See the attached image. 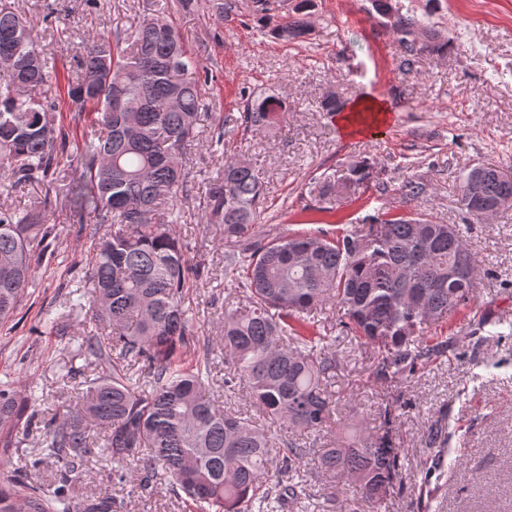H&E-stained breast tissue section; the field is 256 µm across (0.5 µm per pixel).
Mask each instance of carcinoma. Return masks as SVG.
Here are the masks:
<instances>
[{"mask_svg": "<svg viewBox=\"0 0 512 512\" xmlns=\"http://www.w3.org/2000/svg\"><path fill=\"white\" fill-rule=\"evenodd\" d=\"M392 30L405 45L400 66L414 57L444 55L448 41L413 16L399 15ZM274 33L286 41L307 36L306 24L285 17ZM15 57L16 72L0 75V186L45 180L77 162L86 188L70 190L77 212L92 210L85 227L91 261L86 274L92 318L112 336L79 344L90 374L78 400L41 419L34 438L39 456L31 471L0 484V512H112L108 496L77 501L73 474L100 446L112 462V480L163 483L194 512H284L310 495L300 477L312 453L323 476L346 475L357 487L350 512H377L400 489L402 451L388 435L365 431L350 407L354 397L331 390L336 339L313 314L326 305L340 325L376 349L371 374L382 380L413 375L436 361L448 340L427 335L473 299L478 264L460 228L406 207L429 195L412 174L397 188L403 211L368 229L314 233H255L264 186L246 158L224 162L206 194L208 222L224 225V271L237 275L248 309L224 311L217 337L194 334L187 293L201 278L176 237L180 193L191 182L186 150L209 110L199 66L179 30L147 18L131 35L121 31L86 39L80 75L67 84L75 118L89 112L98 136L80 147L57 124L59 75L50 53L11 9L0 8V52ZM120 89L124 108L112 111ZM288 102L279 94L244 99L247 127L277 129ZM367 160L339 165L310 182V210L327 213L339 192L370 180ZM479 183L476 198L463 191ZM512 200V169L478 163L459 177L455 204L463 219ZM41 213L0 208V320L16 310L32 281V258L49 247ZM224 350V392L249 390L253 406L279 429H262L249 412L224 409L211 389L212 345ZM40 396L0 382V470L21 448L17 433L35 415ZM337 433L326 448H305L300 436ZM59 464L57 486L34 482L32 471Z\"/></svg>", "mask_w": 512, "mask_h": 512, "instance_id": "1", "label": "carcinoma"}]
</instances>
